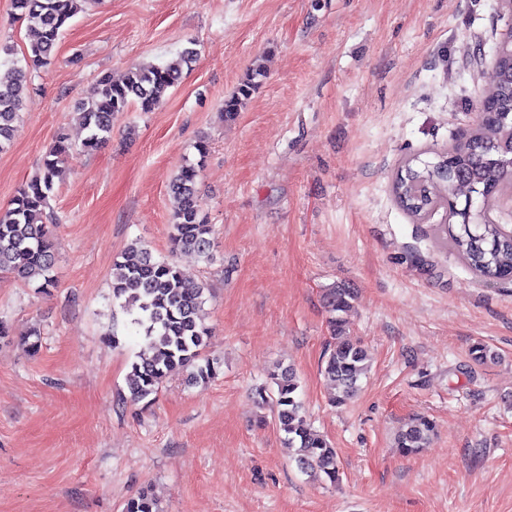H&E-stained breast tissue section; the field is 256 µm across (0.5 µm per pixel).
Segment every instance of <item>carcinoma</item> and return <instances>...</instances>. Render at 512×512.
<instances>
[{
    "label": "carcinoma",
    "mask_w": 512,
    "mask_h": 512,
    "mask_svg": "<svg viewBox=\"0 0 512 512\" xmlns=\"http://www.w3.org/2000/svg\"><path fill=\"white\" fill-rule=\"evenodd\" d=\"M88 0H12L15 19L25 22L34 34L26 64H46L70 21L83 11ZM197 49L184 48L177 59L149 68L129 70L115 80L104 76L97 97L78 108L77 121L87 132L82 147L94 151L112 133L114 113L131 106L152 112L182 78V67L195 60ZM256 75L244 81L237 94L224 100V116L234 119L256 87ZM490 112L479 117L468 136L433 162L415 156L408 159L393 182V192L404 211L420 218L438 208L448 209V223L440 232L450 247L474 272L493 281L512 282V232L500 224L483 222V212L496 196L512 189V58L502 52L496 61L495 78L486 96ZM30 104L23 69L8 84H0V152L13 138L20 112ZM71 150L60 134L45 146L38 175L21 187L9 205L0 208V273L25 284L54 286L51 271L54 245L43 222L54 180ZM198 159L186 162L169 186L174 201L171 252H195L212 259L213 229L202 215L198 189L201 168L209 153L208 142L196 143ZM482 196L476 209L460 204L459 198ZM204 289L185 287L184 274L172 259L155 260L143 245L134 243L121 255L112 280V299L122 301L133 315L131 324L143 337V348L131 365L127 385L131 397L140 401L154 394L163 378L183 368L192 369L191 379L205 385L213 379L219 362L206 354L208 328L199 318ZM325 307L334 346L324 357L322 372L334 389L331 401L342 405L353 398L358 381L368 367L369 354L357 338L346 331L345 315L353 307L354 292L343 285L326 290ZM469 358L483 365L497 358L482 343L472 345ZM270 388L259 390L263 402H271L279 430L288 447L296 449V461L306 473L339 481L336 450L315 431L302 411L299 381L290 366L277 365L270 372ZM433 422L412 420L396 438V447L411 454L429 442ZM123 512H158L155 500L141 493L129 499Z\"/></svg>",
    "instance_id": "carcinoma-1"
}]
</instances>
